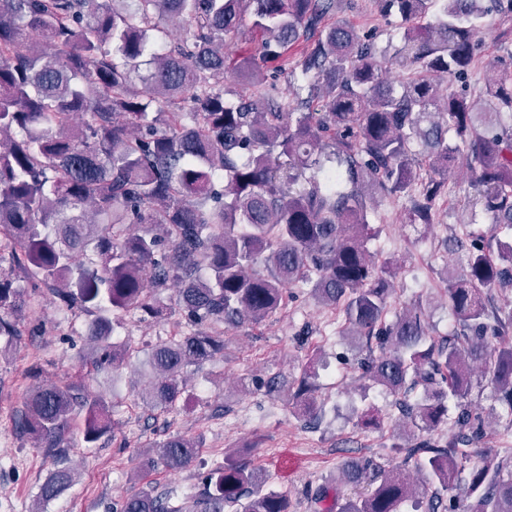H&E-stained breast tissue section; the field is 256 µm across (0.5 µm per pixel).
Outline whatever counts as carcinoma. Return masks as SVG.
Listing matches in <instances>:
<instances>
[{
	"instance_id": "obj_1",
	"label": "carcinoma",
	"mask_w": 512,
	"mask_h": 512,
	"mask_svg": "<svg viewBox=\"0 0 512 512\" xmlns=\"http://www.w3.org/2000/svg\"><path fill=\"white\" fill-rule=\"evenodd\" d=\"M482 0H380L408 23L440 5L435 22L404 31L389 59L344 25L321 29L336 0H0V238L13 262L65 309L95 310L88 340L96 368L117 370L130 346L112 341V316L141 311L162 318L158 289L177 286L187 331L157 344L146 365L153 379L141 398L175 405L184 374L224 351V336L273 316L288 288L309 286L323 307L340 310L342 334L366 351L360 379L394 397L402 425L393 450L407 452L427 494L402 465L371 460L341 465L357 492L337 512H512V462L464 447L480 443L494 412L468 400L481 371L501 394L512 423V304L493 293L512 288V73L488 77L477 96L449 92V76L471 71ZM251 11L262 58L240 64L262 85L264 63L306 43L305 84L297 106L264 94L224 97V35ZM176 17L193 37L167 52L160 22ZM151 68L132 85L143 59ZM408 71L400 81L391 69ZM190 100V110L180 104ZM463 159L474 204L490 215V235L471 240L463 264L447 267L439 299L454 328L430 336L421 302L388 318L399 267L367 249L377 193L399 194L410 222L431 224L448 189L445 172ZM206 269L208 276L198 275ZM25 300L0 270V352L20 336ZM303 367L288 393L296 414L320 412ZM418 392L415 398L410 394ZM93 448L110 432L109 404L74 383L36 385L24 400L20 431L55 457L38 503L75 481L66 448L75 417ZM442 426L453 436L431 433ZM411 447L399 441L413 435ZM200 445L174 436L156 445L154 464L178 472ZM266 478L228 455L205 477L202 497L178 507L143 490L113 512H289L288 496L264 489Z\"/></svg>"
}]
</instances>
